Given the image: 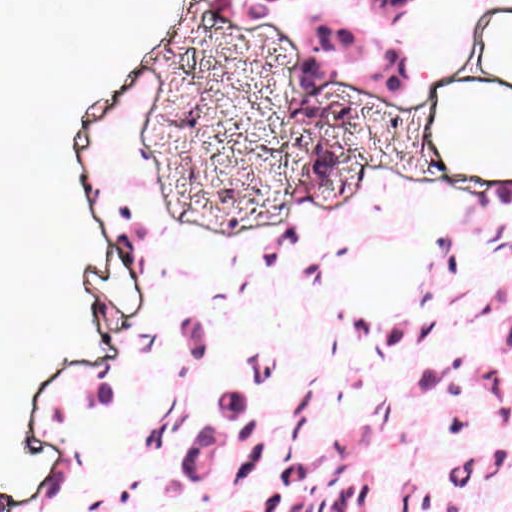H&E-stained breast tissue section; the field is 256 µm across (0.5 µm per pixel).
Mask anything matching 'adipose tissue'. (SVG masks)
I'll return each instance as SVG.
<instances>
[{"instance_id":"adipose-tissue-1","label":"adipose tissue","mask_w":512,"mask_h":512,"mask_svg":"<svg viewBox=\"0 0 512 512\" xmlns=\"http://www.w3.org/2000/svg\"><path fill=\"white\" fill-rule=\"evenodd\" d=\"M480 15L471 65L449 83L430 140L450 172L505 183L512 180V112L502 109L512 99V0H483ZM466 141L484 148L466 152L461 148ZM398 253V267L378 266L369 252L360 255L347 272L350 305L365 303L368 315L382 317L410 298L421 277L419 254L408 245Z\"/></svg>"}]
</instances>
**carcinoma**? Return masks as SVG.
Returning <instances> with one entry per match:
<instances>
[{
  "instance_id": "cac0c4a2",
  "label": "carcinoma",
  "mask_w": 512,
  "mask_h": 512,
  "mask_svg": "<svg viewBox=\"0 0 512 512\" xmlns=\"http://www.w3.org/2000/svg\"><path fill=\"white\" fill-rule=\"evenodd\" d=\"M372 79L390 92L401 90L409 81L406 59L396 55L389 63L381 64ZM186 342L194 352L206 348L207 337L202 328L195 324L187 328ZM478 379L485 392L503 405V418H512V390L506 388L499 371L491 365L477 369ZM216 414L228 424L237 428V438L245 440L250 435L251 423L248 420L246 396L228 389L219 394L215 401ZM336 457V469L331 473L328 487L330 491L319 500L307 497L284 498L283 488L306 487L314 472V465L306 459H298L288 465L278 477L277 486L263 504L264 512H366L367 502L372 494V486L366 475L347 478L357 466L356 448L350 442L336 441L332 448ZM265 449L250 448L238 461V477L247 478L260 464ZM222 453L216 446L211 427L200 428L189 442L181 461L180 472L183 478L196 482L201 480L213 467ZM512 469V448H493L477 459H462L448 471V485L459 492L465 491L476 477L485 480L494 478L501 470Z\"/></svg>"
}]
</instances>
